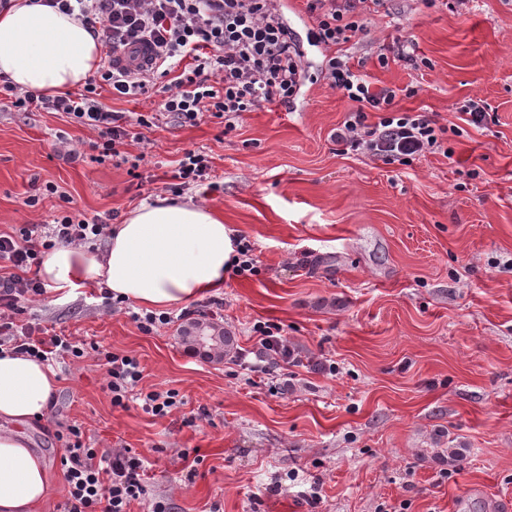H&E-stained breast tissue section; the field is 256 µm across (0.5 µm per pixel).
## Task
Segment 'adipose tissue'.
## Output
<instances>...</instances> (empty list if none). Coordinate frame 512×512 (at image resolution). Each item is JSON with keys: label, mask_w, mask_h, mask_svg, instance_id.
<instances>
[{"label": "adipose tissue", "mask_w": 512, "mask_h": 512, "mask_svg": "<svg viewBox=\"0 0 512 512\" xmlns=\"http://www.w3.org/2000/svg\"><path fill=\"white\" fill-rule=\"evenodd\" d=\"M12 3L0 10V75L47 95L83 86L100 64V46L81 20L36 0ZM233 238L210 208L161 200L114 225L103 253L56 246L39 275L63 297L81 287L105 288L142 306H181L223 291ZM58 387L51 365L0 355V512H35L49 493L45 458L27 429L44 420Z\"/></svg>", "instance_id": "adipose-tissue-1"}]
</instances>
